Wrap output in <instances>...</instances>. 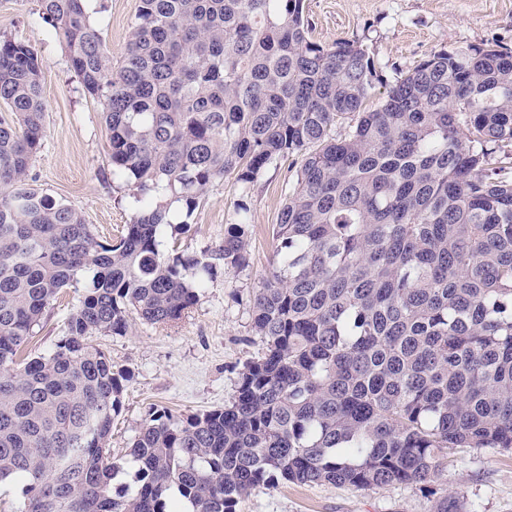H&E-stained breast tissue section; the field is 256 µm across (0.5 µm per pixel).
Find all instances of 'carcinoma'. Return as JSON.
<instances>
[{
	"label": "carcinoma",
	"mask_w": 512,
	"mask_h": 512,
	"mask_svg": "<svg viewBox=\"0 0 512 512\" xmlns=\"http://www.w3.org/2000/svg\"><path fill=\"white\" fill-rule=\"evenodd\" d=\"M87 0H40L97 98L113 177L136 216L101 243L76 209L26 187L45 104L37 54L0 38V483L21 512H236L278 481L427 484L444 448L512 450V51L442 48L379 82L357 41L308 37L304 0H139L112 64ZM296 185L257 289L264 354L222 409L150 415L128 462L112 418L130 374L92 343L128 311L174 323L215 264H246V220L224 244L166 256L161 197L192 210L235 173L285 157ZM88 291L47 356L23 353L46 308ZM137 484L112 497L125 464Z\"/></svg>",
	"instance_id": "obj_1"
}]
</instances>
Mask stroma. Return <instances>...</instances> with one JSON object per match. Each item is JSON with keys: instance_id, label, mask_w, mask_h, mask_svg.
<instances>
[{"instance_id": "1", "label": "stroma", "mask_w": 512, "mask_h": 512, "mask_svg": "<svg viewBox=\"0 0 512 512\" xmlns=\"http://www.w3.org/2000/svg\"><path fill=\"white\" fill-rule=\"evenodd\" d=\"M138 5L139 0H87L113 59L125 51ZM305 17L312 41L367 46L387 85L442 48L512 49V0H305ZM0 36L29 45L41 66L45 129L29 187L81 212L98 240L120 236L136 212L133 190L113 179L101 105L71 70L63 41L39 15L38 0H0ZM296 170L294 160L278 161L246 189L228 175L204 192L187 228L164 227V252L199 256L222 244L225 228L246 215L247 262L238 269L217 268L177 322L151 324L133 315L126 334L97 337L113 366L133 373L112 423L114 457L129 453L152 410L188 416L229 403L244 366L263 353L253 331L254 296L276 260L274 228ZM84 293L81 287L67 289L46 309L27 355L53 351ZM444 495L459 499L464 512H512V451L444 449L438 474L426 485L354 489L282 482L255 489L236 512H430Z\"/></svg>"}]
</instances>
